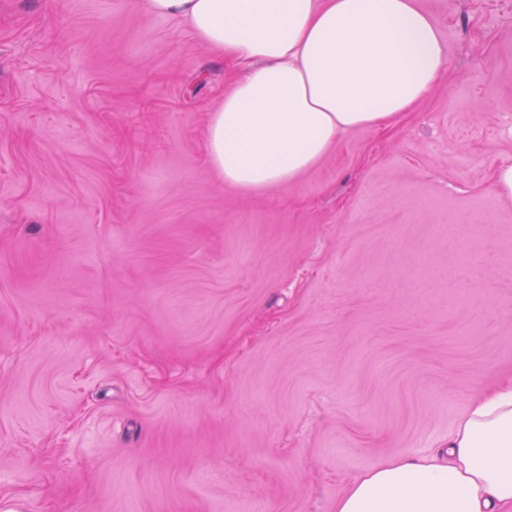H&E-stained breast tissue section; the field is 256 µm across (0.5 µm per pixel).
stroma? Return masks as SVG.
Segmentation results:
<instances>
[{
	"label": "stroma",
	"instance_id": "obj_1",
	"mask_svg": "<svg viewBox=\"0 0 512 512\" xmlns=\"http://www.w3.org/2000/svg\"><path fill=\"white\" fill-rule=\"evenodd\" d=\"M417 2L438 86L244 193L241 67L142 0H0V512H336L512 379V0ZM491 192L500 200L512 199V163H503L496 169L491 180Z\"/></svg>",
	"mask_w": 512,
	"mask_h": 512
}]
</instances>
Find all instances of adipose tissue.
Instances as JSON below:
<instances>
[{
	"mask_svg": "<svg viewBox=\"0 0 512 512\" xmlns=\"http://www.w3.org/2000/svg\"><path fill=\"white\" fill-rule=\"evenodd\" d=\"M213 53L246 65L209 116L211 171L244 192L295 181L339 135L381 128L447 71L416 0H144ZM512 506V381L476 397L440 457L409 453L362 473L336 512H501Z\"/></svg>",
	"mask_w": 512,
	"mask_h": 512,
	"instance_id": "obj_1",
	"label": "adipose tissue"
}]
</instances>
